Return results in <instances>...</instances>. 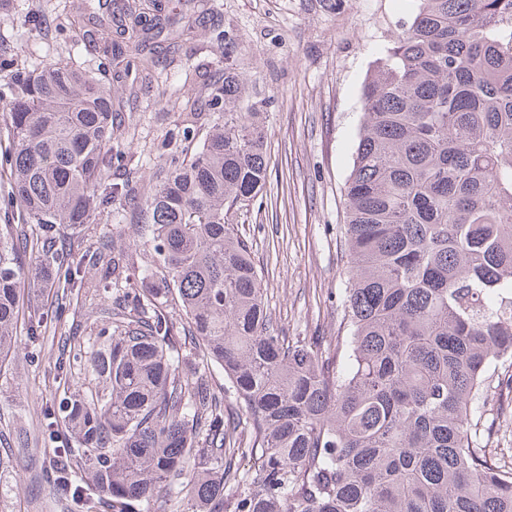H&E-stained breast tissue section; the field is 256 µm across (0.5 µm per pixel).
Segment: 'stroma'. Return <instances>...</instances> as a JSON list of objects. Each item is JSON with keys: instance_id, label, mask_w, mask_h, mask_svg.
Segmentation results:
<instances>
[{"instance_id": "stroma-1", "label": "stroma", "mask_w": 512, "mask_h": 512, "mask_svg": "<svg viewBox=\"0 0 512 512\" xmlns=\"http://www.w3.org/2000/svg\"><path fill=\"white\" fill-rule=\"evenodd\" d=\"M210 24L159 56L151 80H113L121 102V127L112 142L109 204L91 223L68 230L70 265L82 262L105 239L151 266L154 252L142 226L147 217L132 205L164 178L171 157L200 146L207 119L190 116L203 92L202 75L221 77L233 63L251 90L265 97L263 132L268 177L263 190L232 215L263 278L264 301L285 336H332L337 311L332 295L346 286L340 226L344 188L352 168L362 113V87L374 62L412 20L414 0H209ZM0 41L13 46L29 68L65 59L95 72L98 55L85 50L69 0H14L0 13ZM101 274L85 272L79 290L26 293L17 351L0 364V428L24 425L27 445L12 441L10 464L0 469V512H82L62 499L49 478L54 448L46 406L59 402L54 380L62 357L59 340L75 331L91 336L111 299L101 294ZM39 354L29 361L28 352ZM485 440L504 449L512 467V389L487 394Z\"/></svg>"}]
</instances>
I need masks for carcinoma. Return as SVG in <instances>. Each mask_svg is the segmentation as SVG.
<instances>
[{"instance_id": "1", "label": "carcinoma", "mask_w": 512, "mask_h": 512, "mask_svg": "<svg viewBox=\"0 0 512 512\" xmlns=\"http://www.w3.org/2000/svg\"><path fill=\"white\" fill-rule=\"evenodd\" d=\"M415 2L362 89L333 341H286L230 222L267 177L266 100L231 65L204 86L200 149L138 202L157 266L132 284L109 246L68 270L70 290L100 271L130 309L73 350L60 383L79 388L46 410L47 430L72 442L53 484L86 512H134L160 489L163 512H224L229 483L232 512H512V469L474 423L496 367H512V0ZM164 11L112 0L84 32L103 46L97 76L62 60L31 70L0 43L11 200L39 229L30 244L0 227V359L15 351L23 287H56L61 231L111 197L112 62L146 71L194 33ZM174 299L224 389L179 353ZM240 434L260 451L252 473L232 467Z\"/></svg>"}]
</instances>
